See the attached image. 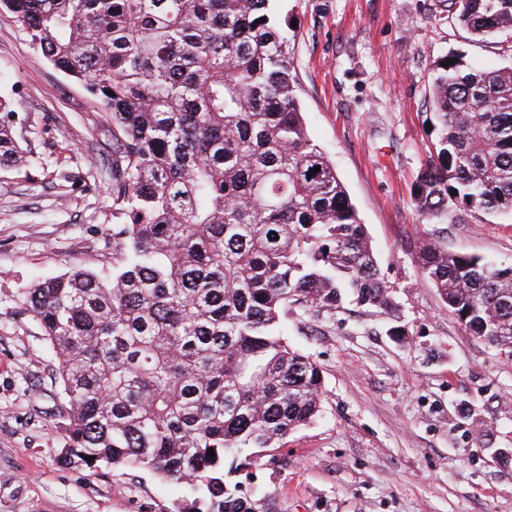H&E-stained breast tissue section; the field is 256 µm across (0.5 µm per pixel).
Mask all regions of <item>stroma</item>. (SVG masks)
I'll use <instances>...</instances> for the list:
<instances>
[{
	"label": "stroma",
	"mask_w": 512,
	"mask_h": 512,
	"mask_svg": "<svg viewBox=\"0 0 512 512\" xmlns=\"http://www.w3.org/2000/svg\"><path fill=\"white\" fill-rule=\"evenodd\" d=\"M310 137L334 165L393 290L385 314L344 301L332 322L289 321L323 370L322 412L235 480L265 512H512V359L471 336L417 263L430 241L512 264V216L449 202L423 221L413 186L434 150L437 61L507 66L448 0H276ZM0 96L40 155L0 168V512H176L148 471L71 463L53 354L28 288L112 267V129L83 88L37 58L0 11ZM402 327L403 336L391 335Z\"/></svg>",
	"instance_id": "stroma-1"
}]
</instances>
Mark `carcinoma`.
Listing matches in <instances>:
<instances>
[{
    "mask_svg": "<svg viewBox=\"0 0 512 512\" xmlns=\"http://www.w3.org/2000/svg\"><path fill=\"white\" fill-rule=\"evenodd\" d=\"M270 2L0 0L112 125V271L73 268L26 299L55 355L72 456L189 489L179 512H262L227 476L319 415L323 371L284 339L288 317L318 322L345 298L394 307L308 134ZM449 8L479 40L512 29V0ZM436 70L418 211L435 218L452 196L512 213V67L460 56ZM0 112V167L30 163L13 103L0 97ZM418 261L465 330L512 357V265L430 242Z\"/></svg>",
    "mask_w": 512,
    "mask_h": 512,
    "instance_id": "carcinoma-1",
    "label": "carcinoma"
}]
</instances>
